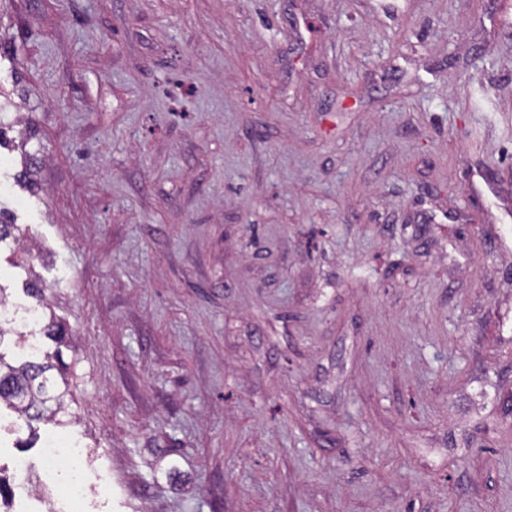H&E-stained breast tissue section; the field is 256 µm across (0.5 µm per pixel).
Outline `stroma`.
I'll use <instances>...</instances> for the list:
<instances>
[{
    "instance_id": "obj_1",
    "label": "stroma",
    "mask_w": 512,
    "mask_h": 512,
    "mask_svg": "<svg viewBox=\"0 0 512 512\" xmlns=\"http://www.w3.org/2000/svg\"><path fill=\"white\" fill-rule=\"evenodd\" d=\"M0 94L84 512H512V0H0Z\"/></svg>"
}]
</instances>
